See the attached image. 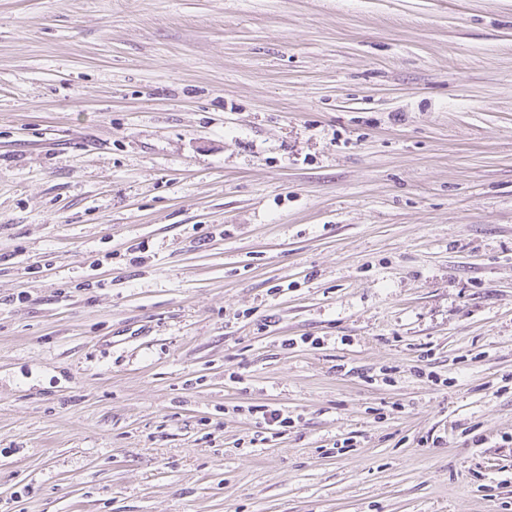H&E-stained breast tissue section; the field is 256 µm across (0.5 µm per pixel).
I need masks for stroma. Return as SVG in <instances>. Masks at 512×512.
I'll return each instance as SVG.
<instances>
[{
    "label": "stroma",
    "instance_id": "stroma-1",
    "mask_svg": "<svg viewBox=\"0 0 512 512\" xmlns=\"http://www.w3.org/2000/svg\"><path fill=\"white\" fill-rule=\"evenodd\" d=\"M0 512H512V0H0ZM250 412L259 414L256 418L259 421L256 423L262 425L261 429L266 430V432L262 433H271L279 436L288 433V430L293 427V419L280 409H269L268 406L261 405L251 409Z\"/></svg>",
    "mask_w": 512,
    "mask_h": 512
}]
</instances>
